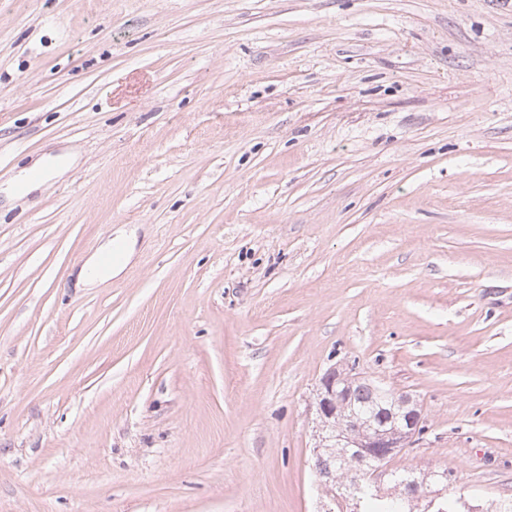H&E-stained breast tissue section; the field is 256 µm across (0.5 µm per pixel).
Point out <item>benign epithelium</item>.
I'll return each mask as SVG.
<instances>
[{
	"instance_id": "7a95c632",
	"label": "benign epithelium",
	"mask_w": 512,
	"mask_h": 512,
	"mask_svg": "<svg viewBox=\"0 0 512 512\" xmlns=\"http://www.w3.org/2000/svg\"><path fill=\"white\" fill-rule=\"evenodd\" d=\"M352 376L336 368L320 380L315 405L319 423V444L315 455L328 453L362 468L383 462L399 449L407 447L422 426V413L407 394L390 396L387 417L380 425L347 421L348 383Z\"/></svg>"
}]
</instances>
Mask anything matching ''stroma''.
I'll list each match as a JSON object with an SVG mask.
<instances>
[{"label":"stroma","mask_w":512,"mask_h":512,"mask_svg":"<svg viewBox=\"0 0 512 512\" xmlns=\"http://www.w3.org/2000/svg\"><path fill=\"white\" fill-rule=\"evenodd\" d=\"M334 366L512 496V0H0V512L352 507ZM71 163V157L67 154L60 155L51 163L42 165L41 167L33 166L25 169L22 175L17 180L20 184L19 191L22 193H29L38 189L44 182L52 178L62 175ZM39 170L43 173V177L37 181L28 180V173L31 171ZM115 245L121 246V252L118 255L115 264L101 268L100 258L103 254L110 252ZM135 242L128 239L125 233L107 241L101 248L89 257L80 267L77 273V286H95L117 276L128 264L134 254Z\"/></svg>","instance_id":"stroma-1"}]
</instances>
